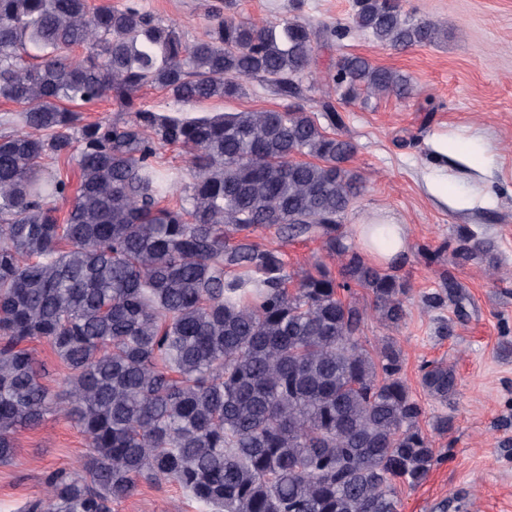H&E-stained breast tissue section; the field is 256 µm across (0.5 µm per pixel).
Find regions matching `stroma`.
I'll return each mask as SVG.
<instances>
[{
  "instance_id": "stroma-1",
  "label": "stroma",
  "mask_w": 512,
  "mask_h": 512,
  "mask_svg": "<svg viewBox=\"0 0 512 512\" xmlns=\"http://www.w3.org/2000/svg\"><path fill=\"white\" fill-rule=\"evenodd\" d=\"M136 2L143 11L176 24L187 39L202 36L217 0H95L121 8ZM243 20L272 23L296 16L315 25L340 24L348 32L317 51L316 80L333 71L337 57L353 53L410 75L414 93L372 100L369 107L339 104L342 134L356 152L350 162L365 188L346 212L342 229L357 243L356 227L375 219L407 225L409 242L390 271L407 280V318L396 327L368 317L367 346L390 340L403 352L402 374L424 414L423 429L448 416L452 427L435 435L440 453L427 480L399 486L400 512H512V0H405L416 17L438 21L446 31L434 44L400 52L349 30L351 0H231ZM246 95L211 100L191 108L205 112L279 110L284 100L262 78L246 83ZM472 140L485 152L474 168L437 152L443 141ZM469 198L467 206L445 202L444 188ZM474 231L496 258L503 275L487 280L481 261L453 263L447 244L461 229ZM299 273L326 265L338 272L320 241L259 235ZM448 290L443 306L426 307L425 295ZM453 366L458 391L448 405L422 390L427 362ZM88 440L63 413H52L34 430L16 435V456L0 464V512H15L42 497L50 472L81 470ZM113 512H199L177 486L141 483Z\"/></svg>"
}]
</instances>
